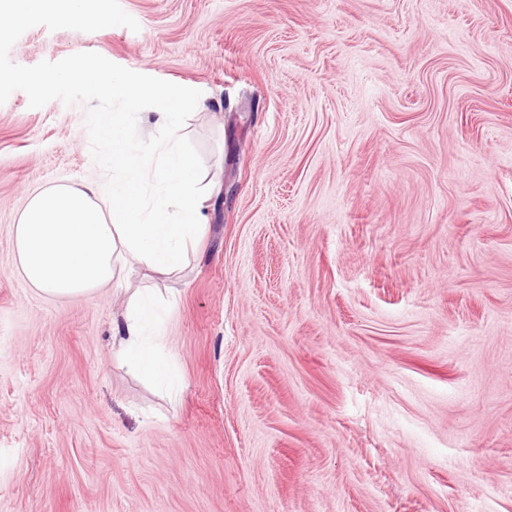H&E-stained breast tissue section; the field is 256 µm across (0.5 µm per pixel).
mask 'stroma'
Here are the masks:
<instances>
[{"mask_svg": "<svg viewBox=\"0 0 512 512\" xmlns=\"http://www.w3.org/2000/svg\"><path fill=\"white\" fill-rule=\"evenodd\" d=\"M191 94L182 272L59 302L29 198L111 148L79 57ZM0 512H512V0H87L0 32ZM174 301L169 395L121 359ZM153 288H142L131 298L125 314L114 324V336L120 338L119 354L137 372L168 391L177 386L176 376L167 360L164 326L173 313Z\"/></svg>", "mask_w": 512, "mask_h": 512, "instance_id": "1", "label": "stroma"}]
</instances>
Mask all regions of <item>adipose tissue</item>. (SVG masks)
Returning <instances> with one entry per match:
<instances>
[{
  "mask_svg": "<svg viewBox=\"0 0 512 512\" xmlns=\"http://www.w3.org/2000/svg\"><path fill=\"white\" fill-rule=\"evenodd\" d=\"M76 83L86 96L104 92L118 104L88 115L91 123L111 127L112 148L98 154L95 163L115 176L42 192L12 227L21 276L61 301L85 299L122 283L133 266L159 275L181 271L205 234L214 191L203 185L187 147L184 95L106 73L96 58L81 59L54 77L60 89ZM145 119L161 131L160 139L140 140ZM172 313V305L154 289L143 288L113 328L121 357L169 391L177 386L164 357V326Z\"/></svg>",
  "mask_w": 512,
  "mask_h": 512,
  "instance_id": "adipose-tissue-1",
  "label": "adipose tissue"
}]
</instances>
